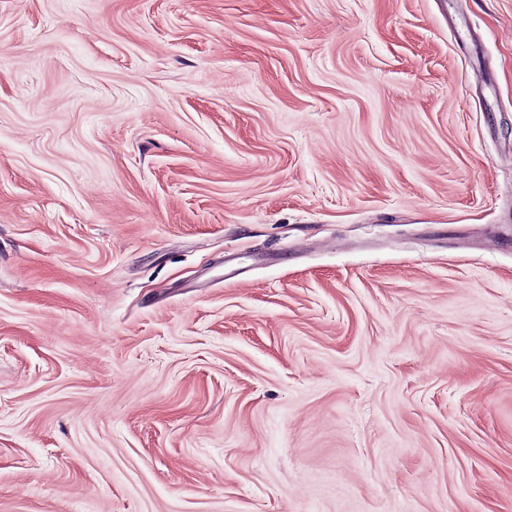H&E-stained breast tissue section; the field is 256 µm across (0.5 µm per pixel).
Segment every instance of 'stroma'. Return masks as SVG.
I'll list each match as a JSON object with an SVG mask.
<instances>
[{
    "label": "stroma",
    "mask_w": 512,
    "mask_h": 512,
    "mask_svg": "<svg viewBox=\"0 0 512 512\" xmlns=\"http://www.w3.org/2000/svg\"><path fill=\"white\" fill-rule=\"evenodd\" d=\"M0 512H512V0H0Z\"/></svg>",
    "instance_id": "35a3bbf8"
}]
</instances>
